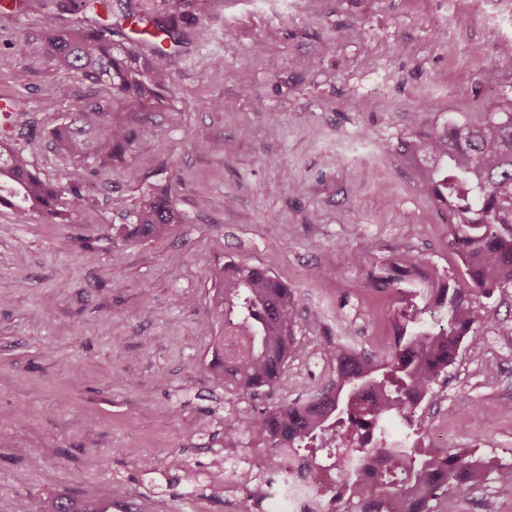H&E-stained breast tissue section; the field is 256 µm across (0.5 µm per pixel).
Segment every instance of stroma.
I'll use <instances>...</instances> for the list:
<instances>
[{
    "mask_svg": "<svg viewBox=\"0 0 512 512\" xmlns=\"http://www.w3.org/2000/svg\"><path fill=\"white\" fill-rule=\"evenodd\" d=\"M177 11L168 97L126 116L135 147L112 171L64 158L49 131L93 100L117 114L120 102L50 68L41 44L23 59L7 48L38 36L46 13L73 14L27 0L0 17V97L35 119L21 148L42 179L89 187L73 224H19L0 207V512L87 489L133 497L142 512H191L183 471L203 481L223 468L225 398H299L320 382L342 323L379 355V317L396 297L351 255L375 263L411 249L466 279L398 147L449 121L485 123L489 102L512 106V0H183ZM161 181L184 223L116 237ZM228 260L268 268L303 315L323 299L338 315L300 331L287 385L254 400L214 373L225 326L212 273ZM484 313L481 339L434 388L448 422L434 443L512 465V286Z\"/></svg>",
    "mask_w": 512,
    "mask_h": 512,
    "instance_id": "1",
    "label": "stroma"
}]
</instances>
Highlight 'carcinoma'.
Returning <instances> with one entry per match:
<instances>
[{
	"label": "carcinoma",
	"mask_w": 512,
	"mask_h": 512,
	"mask_svg": "<svg viewBox=\"0 0 512 512\" xmlns=\"http://www.w3.org/2000/svg\"><path fill=\"white\" fill-rule=\"evenodd\" d=\"M79 19L63 27L49 13L42 20L44 55L57 71L73 72L91 87L106 86L126 112H145L160 102L169 87L168 54L160 48L148 54L141 41L112 42L108 33L131 19L155 37L176 41L181 17L173 12L112 13V0H78ZM111 105L94 101L84 121L74 119L50 132L57 151L95 170L110 169L132 150L134 132L109 121ZM16 120L0 130V205L15 221L29 222L39 214L50 224H72L88 201L79 182L43 180L16 147ZM402 156L417 173L416 189L433 198L449 227L448 247L462 258L468 283L459 284L442 273L421 252L392 253L369 273L372 287L399 296L394 320L395 345L386 359L369 358L335 341L327 345L335 362L327 384L316 393L324 414L307 418L303 405L284 402L268 409L247 406L233 424L232 437L246 433L270 448L283 440L303 451L330 434L336 447L329 456L342 474L343 490L334 512H444L448 496L495 482V492L512 497V466L493 470L472 452L453 448H392L385 437L350 440L344 422L362 413L382 429L394 415L411 413L420 390L434 392L466 338L479 341L487 324L479 315L480 299L512 285V111L482 125L445 123L432 134L401 143ZM182 220L171 198V187L152 188L134 221L113 227L126 240L154 236ZM216 313L237 323L249 344L224 363L219 379L232 389L255 397L287 380L288 359L295 353L301 328L299 300L270 270L228 261L214 274ZM353 453L378 454L390 461L367 491L349 468ZM42 512H107L100 497L58 493Z\"/></svg>",
	"instance_id": "obj_1"
}]
</instances>
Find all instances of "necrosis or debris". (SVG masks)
I'll use <instances>...</instances> for the list:
<instances>
[{"label": "necrosis or debris", "instance_id": "obj_1", "mask_svg": "<svg viewBox=\"0 0 512 512\" xmlns=\"http://www.w3.org/2000/svg\"><path fill=\"white\" fill-rule=\"evenodd\" d=\"M340 480L332 461L317 463L305 453L248 450L224 456V499L235 505L249 500L251 512H331L328 493Z\"/></svg>", "mask_w": 512, "mask_h": 512}]
</instances>
